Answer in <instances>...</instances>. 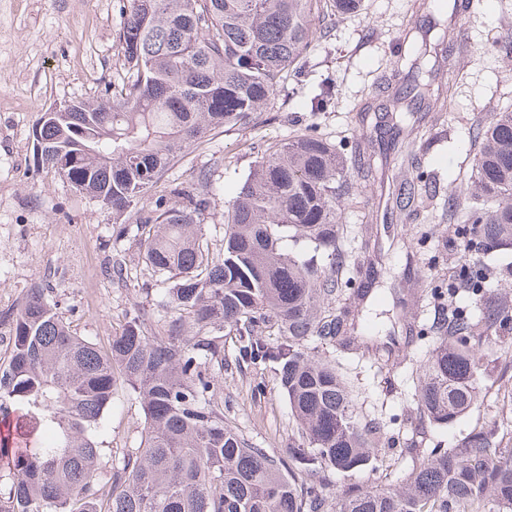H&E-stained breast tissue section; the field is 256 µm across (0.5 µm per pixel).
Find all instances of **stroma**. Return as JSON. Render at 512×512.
I'll return each mask as SVG.
<instances>
[{"label":"stroma","instance_id":"obj_1","mask_svg":"<svg viewBox=\"0 0 512 512\" xmlns=\"http://www.w3.org/2000/svg\"><path fill=\"white\" fill-rule=\"evenodd\" d=\"M127 0H0V314L18 308L30 290L44 288L70 330L108 347L135 306L152 307L160 284L142 259L136 214L112 212L76 192L43 166L34 134L50 108L78 100H100L126 74L118 47ZM450 10L429 12L415 0H365L361 11L337 18L329 33L313 27L307 74L291 92H279L257 120L217 129L181 153L142 195L137 214L173 188L193 190L207 174L209 208L197 216L213 246L224 238V205L261 157V149L310 125L347 152L372 155L376 175L342 210L340 247L353 262L350 288L340 300L362 322L395 328L383 350V365L353 354L335 358L350 379L360 412L382 418L388 434L363 470L326 480L325 512L351 487L383 488L405 479L409 448H451L473 430L494 433L512 448V333L495 337L484 358V400L455 422L438 426L421 415L414 400L418 367L433 339L429 327L438 293L447 291L463 266L486 271L487 287L512 300V252L483 255L460 248L456 226L442 206L391 227L376 221L379 197L390 196L400 163L388 147L395 131L371 116L359 125L364 103H383L395 61L409 35L435 24L453 25ZM469 42L461 67L450 73L453 97L444 123L432 128L433 143L420 153L418 170L438 194L465 196L474 144L471 129L495 110L512 105V73L501 51L512 34V0H480L465 20ZM330 88L326 110L310 109L312 97ZM415 255L407 264L406 252ZM122 265L124 276L112 275ZM215 398L252 446L284 454L300 427L271 369L240 364L232 340L224 342V370L214 381ZM145 419L126 385H118L96 433L99 468L109 473L112 457L138 447Z\"/></svg>","mask_w":512,"mask_h":512}]
</instances>
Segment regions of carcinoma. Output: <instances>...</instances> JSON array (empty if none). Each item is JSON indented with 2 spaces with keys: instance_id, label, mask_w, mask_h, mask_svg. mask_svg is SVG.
<instances>
[{
  "instance_id": "1",
  "label": "carcinoma",
  "mask_w": 512,
  "mask_h": 512,
  "mask_svg": "<svg viewBox=\"0 0 512 512\" xmlns=\"http://www.w3.org/2000/svg\"><path fill=\"white\" fill-rule=\"evenodd\" d=\"M118 33L127 79L112 97L77 101L39 129L41 162L77 191L117 212L185 148L216 128L254 120L284 84L305 75L313 25L363 8L364 0H130ZM448 29L424 34L394 73L384 111L391 121L429 102L444 109L452 87L439 71L457 69ZM416 129L393 143L414 161ZM474 184L453 211L463 242L477 251L512 248V109L475 127ZM197 179L186 204L136 216L143 263L167 283L156 306L167 335L149 331L137 307L102 350L73 335L44 289L0 315L9 355L0 362V420H13L31 448L0 438V512H324L325 473L369 465L384 424L360 420L358 406L326 347L350 349L345 319L329 304L350 265L338 249L341 207L358 190L339 148L309 126L269 146L224 208V240L213 251L195 213L209 205ZM436 191L408 169L392 196L406 215L433 206ZM485 273L463 270L476 311L437 305L435 345L422 366L423 418L447 425L487 392L481 349L512 329V308L481 293ZM238 359L269 366L299 422L287 458L249 446L224 421L211 371L224 369V339ZM122 382L145 415L137 448L101 474L95 431ZM512 512V453L494 434L470 433L455 448L412 457L406 484L351 488L336 512Z\"/></svg>"
}]
</instances>
